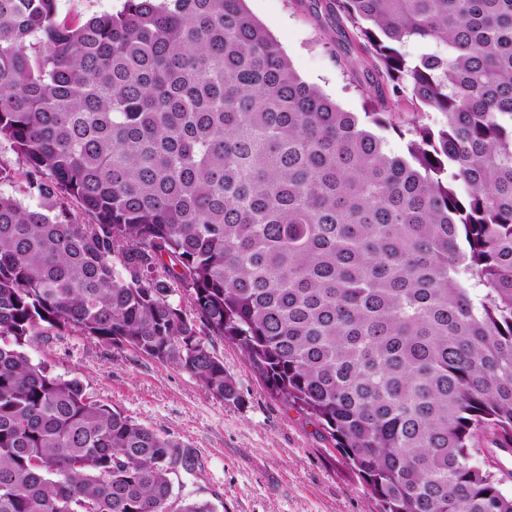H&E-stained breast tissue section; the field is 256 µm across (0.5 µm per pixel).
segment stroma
<instances>
[{"label":"stroma","mask_w":512,"mask_h":512,"mask_svg":"<svg viewBox=\"0 0 512 512\" xmlns=\"http://www.w3.org/2000/svg\"><path fill=\"white\" fill-rule=\"evenodd\" d=\"M307 83L348 112H363V87L381 78L348 52L342 21L315 0H246ZM240 398L223 402L189 373L78 334L42 336L27 352L57 375L80 379L94 399L186 444L183 494L216 512H377L316 421L271 395L233 345L215 341Z\"/></svg>","instance_id":"1"}]
</instances>
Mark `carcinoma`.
I'll return each instance as SVG.
<instances>
[{
  "label": "carcinoma",
  "instance_id": "carcinoma-1",
  "mask_svg": "<svg viewBox=\"0 0 512 512\" xmlns=\"http://www.w3.org/2000/svg\"><path fill=\"white\" fill-rule=\"evenodd\" d=\"M333 4L423 111L341 110L245 0H0V184L38 200L0 193V512H214L188 446L32 362L53 331L234 402L224 340L379 512H512V0ZM121 3V0H58V12L60 19L83 23L93 15L116 12Z\"/></svg>",
  "mask_w": 512,
  "mask_h": 512
}]
</instances>
